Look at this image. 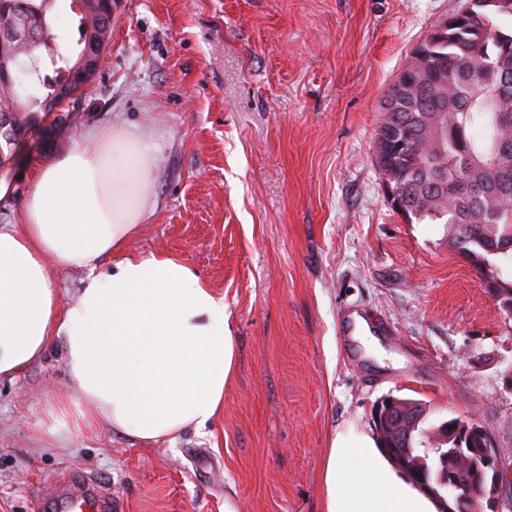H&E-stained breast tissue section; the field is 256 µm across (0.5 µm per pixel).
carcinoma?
<instances>
[{
    "mask_svg": "<svg viewBox=\"0 0 512 512\" xmlns=\"http://www.w3.org/2000/svg\"><path fill=\"white\" fill-rule=\"evenodd\" d=\"M462 12L435 34L427 64L409 59L392 88L375 136L380 174L395 183L404 218L418 224L448 226V245L483 272L498 304L512 303V29L499 20L512 17V5L497 0H466ZM58 0H0V29L27 22L51 30ZM112 38V14L105 0L80 13L77 48L50 35L30 43L16 40L4 50L27 76L25 93L0 92V114H18L17 135L7 145L18 151L19 138L35 125L34 112L65 111L59 105L64 74L96 62L101 40ZM466 183L477 191L464 190ZM407 411L423 417L419 440L429 441L431 407L413 401ZM480 442L465 458L448 454V473L465 470L479 457Z\"/></svg>",
    "mask_w": 512,
    "mask_h": 512,
    "instance_id": "carcinoma-1",
    "label": "carcinoma"
}]
</instances>
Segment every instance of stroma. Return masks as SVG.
<instances>
[{"label":"stroma","mask_w":512,"mask_h":512,"mask_svg":"<svg viewBox=\"0 0 512 512\" xmlns=\"http://www.w3.org/2000/svg\"><path fill=\"white\" fill-rule=\"evenodd\" d=\"M119 2L104 66L21 148L0 224L82 128L149 127L158 206L127 251L223 294L236 370L218 419L144 446L92 426L86 401L54 408L71 382L50 349L0 382V512H42L89 476L115 512H326L334 440L372 435L388 393L482 425L512 512V316L446 225L392 210L374 161L392 83L463 0Z\"/></svg>","instance_id":"stroma-1"}]
</instances>
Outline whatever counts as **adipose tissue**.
I'll use <instances>...</instances> for the list:
<instances>
[{
	"instance_id": "1",
	"label": "adipose tissue",
	"mask_w": 512,
	"mask_h": 512,
	"mask_svg": "<svg viewBox=\"0 0 512 512\" xmlns=\"http://www.w3.org/2000/svg\"><path fill=\"white\" fill-rule=\"evenodd\" d=\"M151 140L145 128L87 129L40 161L20 223L0 225V380L62 343L95 421L143 445L216 420L235 369L223 296L175 257L126 250L157 207ZM61 267L87 272L65 304L52 286ZM325 493L327 512H436L353 433L330 451Z\"/></svg>"
}]
</instances>
